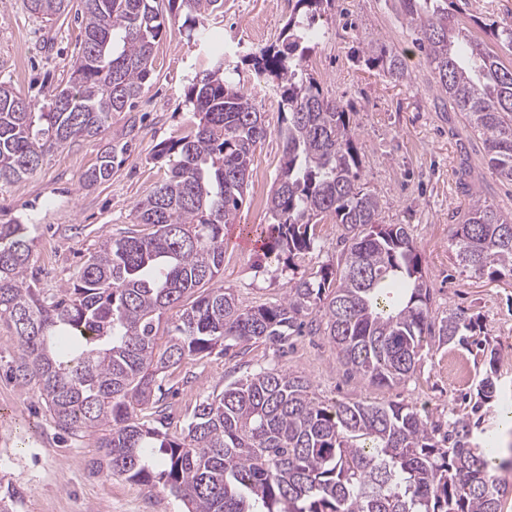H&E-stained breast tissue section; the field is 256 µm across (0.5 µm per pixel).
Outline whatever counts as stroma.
Wrapping results in <instances>:
<instances>
[{"mask_svg":"<svg viewBox=\"0 0 512 512\" xmlns=\"http://www.w3.org/2000/svg\"><path fill=\"white\" fill-rule=\"evenodd\" d=\"M396 5V0H334L315 23L321 37L307 71L325 95L352 110L364 184L380 200L382 223L406 225L421 256L433 311L444 316L461 310L472 317L474 345L429 342L413 376L387 389L346 374L334 347L321 336L290 337L281 350L261 342L239 344L221 357L184 360L164 375L162 407L172 427L186 426L203 397L272 367L306 376L329 403L401 401L444 424L449 413H462L476 398L486 368L480 344L490 343L502 357L512 358V274L491 280L462 268L451 241L468 202L458 184L461 159H468L483 199L507 213L512 212V185L488 170L481 139L432 89L417 35ZM293 8V0H224L222 12L210 20L214 38L207 47L183 23L168 25L155 44L152 77L133 111L113 115L99 135L46 155L33 174L0 186V221L18 218L30 226V269L38 287L51 291L71 285L84 254L102 239L143 233L134 207L166 176L167 162L154 158L159 145L195 121L185 92L207 51L238 66L241 83L272 127L256 150L236 221L224 231V267L217 285L232 289L245 307L272 303L319 265L336 262L344 243L340 227L329 221L317 226L313 253L292 266L265 259L259 244L242 238L243 228L257 233L271 221L264 200L283 150L278 98L270 86L257 82L244 58L276 41ZM80 39L72 14L48 23L28 13L24 0H0V82L35 108L48 107L54 91L68 83ZM370 45L399 53L409 80L391 82L371 67L366 60ZM105 152L114 156L111 179L82 188L83 173ZM18 355L0 324V495L16 489L22 497L18 512H185L163 485L92 473L95 437L65 434L50 420L37 390L9 378L7 366ZM452 357L466 363L467 383L451 381ZM497 377L499 393L479 413L481 429L493 436L502 430L504 409L512 410V368L499 366Z\"/></svg>","mask_w":512,"mask_h":512,"instance_id":"35a3bbf8","label":"stroma"}]
</instances>
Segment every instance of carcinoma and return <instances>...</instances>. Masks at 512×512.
I'll list each match as a JSON object with an SVG mask.
<instances>
[{
	"label": "carcinoma",
	"mask_w": 512,
	"mask_h": 512,
	"mask_svg": "<svg viewBox=\"0 0 512 512\" xmlns=\"http://www.w3.org/2000/svg\"><path fill=\"white\" fill-rule=\"evenodd\" d=\"M329 0H295L277 44L249 54L256 76L288 114L279 130L283 158L267 198L264 256L288 264L314 250L315 227L342 226L346 252L320 266L274 303L242 307L234 292L208 288L224 265V228L234 223L255 149L270 132L264 113L221 56H206L186 92L198 122L163 143L156 160L170 174L134 207L146 234L107 237L52 294L29 277L31 239L17 220L0 224V322L20 355L7 369L32 386L55 426L98 435L95 472L151 485L158 481L186 512H502L507 488L499 463L471 446L469 415L448 431L398 401H321L311 381L263 369L209 395L179 432L155 409L159 376L190 358L232 344L282 346L303 333L325 336L345 372L396 386L416 371L424 342L469 345L471 319L432 313L413 238L403 224L380 223L379 200L361 182L350 113L303 75L315 43L305 22ZM453 0H398L417 32L432 86L485 146V161L512 183V65L460 26ZM71 0H25L47 21ZM199 41L224 0H168ZM83 32L61 107L35 114L0 83V185L35 172L43 157L98 135L112 115L135 105L166 29L156 0H79ZM383 75L409 77L398 55L377 56ZM112 177V154L82 176L83 188ZM471 204L452 234L456 260L494 280L512 273V215L465 184ZM173 329L160 334L162 317ZM499 350L490 349L479 411L497 392Z\"/></svg>",
	"instance_id": "obj_1"
}]
</instances>
